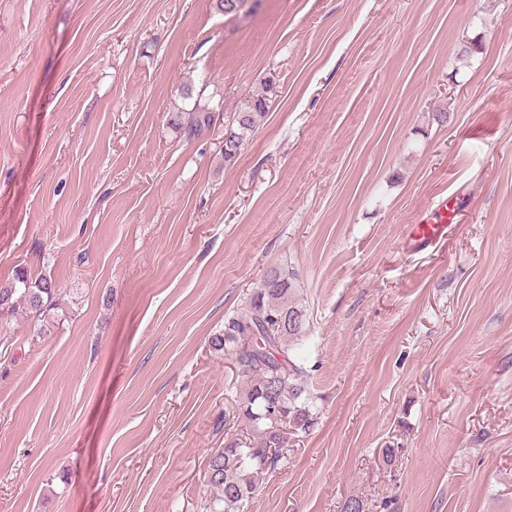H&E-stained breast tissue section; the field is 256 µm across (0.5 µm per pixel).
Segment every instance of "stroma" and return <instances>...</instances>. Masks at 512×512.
Listing matches in <instances>:
<instances>
[{"instance_id": "1", "label": "stroma", "mask_w": 512, "mask_h": 512, "mask_svg": "<svg viewBox=\"0 0 512 512\" xmlns=\"http://www.w3.org/2000/svg\"><path fill=\"white\" fill-rule=\"evenodd\" d=\"M188 89L269 99L234 164ZM273 268L315 424L244 512H512V0H0V287H56L0 320V512H206ZM217 109L218 106L215 108L200 98L189 112H176L171 124L185 139H199L215 131L220 117V112L216 113ZM442 205H438L431 213L415 219L409 232V245L412 248L422 250L436 245L448 230L446 216L441 212ZM54 293L53 281L46 276L17 275L11 284L0 287V315L6 312L11 316L25 308V312L40 316L50 310Z\"/></svg>"}]
</instances>
